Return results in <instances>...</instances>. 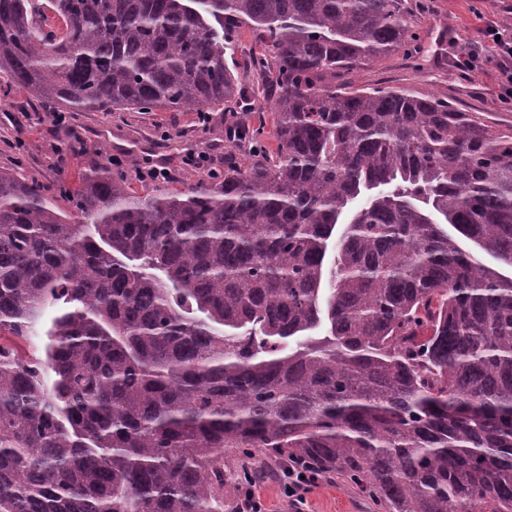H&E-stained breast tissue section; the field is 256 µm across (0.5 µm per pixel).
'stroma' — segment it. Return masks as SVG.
Masks as SVG:
<instances>
[{"label": "stroma", "mask_w": 512, "mask_h": 512, "mask_svg": "<svg viewBox=\"0 0 512 512\" xmlns=\"http://www.w3.org/2000/svg\"><path fill=\"white\" fill-rule=\"evenodd\" d=\"M412 39L397 52L353 69L351 88H401L442 98L465 112L492 117L512 130V100L498 84L499 58L489 52L482 65H463L470 44L487 21L512 30V0H408ZM56 105L7 88L0 77V168H13L43 185L52 196L76 186L80 165L94 161L141 189L145 167H169L170 186L184 187L224 165L228 112L200 123L194 112H74L56 124ZM97 154H90V147ZM208 152L212 165L183 168L181 157ZM305 512H380L358 490L340 481L318 480Z\"/></svg>", "instance_id": "35a3bbf8"}]
</instances>
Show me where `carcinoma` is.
Here are the masks:
<instances>
[{
	"instance_id": "1",
	"label": "carcinoma",
	"mask_w": 512,
	"mask_h": 512,
	"mask_svg": "<svg viewBox=\"0 0 512 512\" xmlns=\"http://www.w3.org/2000/svg\"><path fill=\"white\" fill-rule=\"evenodd\" d=\"M408 30L401 0H0V75L32 97L233 100L278 141L228 124L182 190L90 163L65 209L0 168V340L56 308L45 360L0 343V512H242L233 452L383 512H512V133L336 85ZM256 34L248 27L237 29L233 37L234 60L238 65V71L241 70L250 50L256 45Z\"/></svg>"
}]
</instances>
